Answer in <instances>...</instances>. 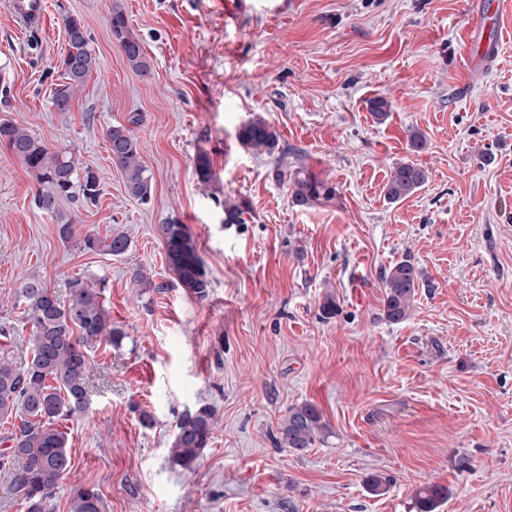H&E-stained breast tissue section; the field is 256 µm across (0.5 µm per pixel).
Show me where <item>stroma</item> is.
Listing matches in <instances>:
<instances>
[{
    "label": "stroma",
    "mask_w": 512,
    "mask_h": 512,
    "mask_svg": "<svg viewBox=\"0 0 512 512\" xmlns=\"http://www.w3.org/2000/svg\"><path fill=\"white\" fill-rule=\"evenodd\" d=\"M116 1L147 75L112 36ZM239 2L46 0L30 28L0 0V119L96 171V205L60 206L79 232L130 239L118 257L61 241L34 203L35 177L0 146V330L18 362L30 330L15 290L32 275L64 299L72 278L96 282L125 333L93 354L87 411L60 423L74 468L46 512H69L79 484L103 512H416L427 482L450 490L439 512H512V10L497 56L472 63L469 0ZM69 16L98 67L59 112ZM377 95L392 103L382 123L367 109ZM133 116L152 177L144 202L106 139ZM260 117L279 156L237 140ZM412 129L427 140L418 153ZM281 161L336 185V198L295 207ZM401 161L429 179L392 202L384 187ZM229 201L243 223H225ZM171 221L196 242L205 299L167 265L157 227ZM406 257L423 283L411 318L392 324L381 273ZM305 401L329 434L299 456L275 438ZM203 403L217 410L211 445L194 470L171 467L176 420ZM374 474L393 477L387 493L368 492Z\"/></svg>",
    "instance_id": "stroma-1"
}]
</instances>
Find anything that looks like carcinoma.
<instances>
[{"label":"carcinoma","mask_w":512,"mask_h":512,"mask_svg":"<svg viewBox=\"0 0 512 512\" xmlns=\"http://www.w3.org/2000/svg\"><path fill=\"white\" fill-rule=\"evenodd\" d=\"M112 36L118 42L132 70L146 75L150 64L141 41L129 28L124 10L112 6ZM67 51L62 59L64 82L53 90L51 103L58 112L70 111L76 89L97 66L84 26L70 17L65 21ZM368 110L383 122L391 113V102L378 95L368 100ZM112 162L124 174L128 193L139 200L151 194V175L142 164L140 146L132 128L114 125L106 132ZM240 144L253 154L272 156L279 148L275 128L256 118L243 124L237 133ZM0 145L20 160L35 176L39 189L34 201L46 214L57 217L59 237L68 242L77 234L72 219L64 218L59 202L80 200L94 204L101 195V183L95 171L86 167L78 172L75 156L52 152L20 124L0 120ZM292 188V203L301 208L329 202L336 188L327 181L292 166L280 171ZM428 181V171L407 161L395 164L386 184L390 201L413 195ZM165 247L166 261L179 285L202 299L207 296L209 282L195 241L188 228L176 222L158 225ZM83 249L103 251L112 256L125 254L130 247L128 236L120 232L104 239L84 234ZM385 288L383 319L399 324L409 319L415 304L416 288L421 277L418 268L403 259L384 270ZM16 294L25 304L30 321L31 358L17 365L9 345L0 346V419L15 420L8 435L0 442L6 445L0 453V470L20 499L23 512H46L49 500L60 480L72 469L67 433L57 421L84 411L89 402L87 375L94 365L91 352L105 345H119L125 333L112 326L101 289L80 278L70 282V296L64 300L39 277L22 280ZM216 411L209 404H199L181 413L175 424L168 460L181 469H194L213 438ZM328 427L322 412L314 404L301 402L288 406L278 423L281 446L302 455L316 442L325 439ZM391 479L379 474L370 476L366 487L372 495H382ZM448 498V488L440 484L421 486L414 495L416 512H437ZM70 512H103L99 493L82 485L71 497Z\"/></svg>","instance_id":"carcinoma-1"}]
</instances>
